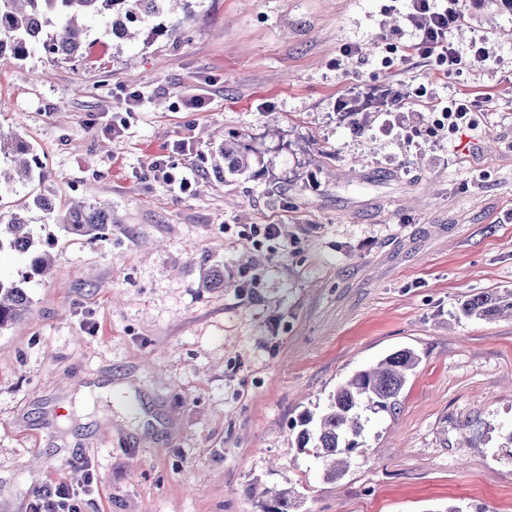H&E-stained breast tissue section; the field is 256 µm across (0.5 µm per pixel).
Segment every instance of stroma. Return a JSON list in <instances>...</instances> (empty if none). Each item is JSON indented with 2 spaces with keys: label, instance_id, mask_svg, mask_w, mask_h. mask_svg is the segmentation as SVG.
I'll list each match as a JSON object with an SVG mask.
<instances>
[{
  "label": "stroma",
  "instance_id": "obj_1",
  "mask_svg": "<svg viewBox=\"0 0 512 512\" xmlns=\"http://www.w3.org/2000/svg\"><path fill=\"white\" fill-rule=\"evenodd\" d=\"M192 4L178 38L92 20L81 57H0V133L35 146L46 194L119 218L94 241L54 227L51 271L0 331V512L90 471L84 512H255L256 482L303 512H512V319L459 313L512 291V10L467 0L451 40L489 57L443 77L390 47L408 0ZM384 84L406 112L354 133L338 100ZM464 93L476 128L433 125ZM238 134L249 172L218 173ZM181 139L185 193L149 174ZM204 257L223 287H202ZM403 348L420 363L395 411L326 481L301 416Z\"/></svg>",
  "mask_w": 512,
  "mask_h": 512
}]
</instances>
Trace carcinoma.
Returning <instances> with one entry per match:
<instances>
[{"instance_id": "obj_1", "label": "carcinoma", "mask_w": 512, "mask_h": 512, "mask_svg": "<svg viewBox=\"0 0 512 512\" xmlns=\"http://www.w3.org/2000/svg\"><path fill=\"white\" fill-rule=\"evenodd\" d=\"M182 10L191 12V0H0V56L7 54L23 59L36 47L49 56L63 59L80 57L86 51L87 26L90 17L105 21V29L119 40H133L152 26L163 13ZM57 31L41 40L45 28ZM220 158L233 171L249 168L248 155L241 138L224 140ZM0 200L12 194L15 201L6 216H0V253L8 249L24 256L28 271L12 280L0 279V331L19 322L28 310V285L34 277L49 274L52 266L49 251L31 229L26 213L32 209L51 216L54 199L35 190V184L48 179V171L32 145L18 134L0 135ZM62 228L70 235L97 238L106 225L116 223L112 211L95 204L74 203L59 215ZM202 285L224 286V272L199 261ZM463 316L496 319L512 316V293L485 291L471 295L460 305ZM419 364V356L411 349L398 350L376 366L355 373L330 396L319 417L307 413L300 420L298 448H310L323 465L324 479L341 478L358 438L367 423L366 412L377 414L394 408L407 376ZM257 512H300V495L291 488L256 492L249 489Z\"/></svg>"}]
</instances>
